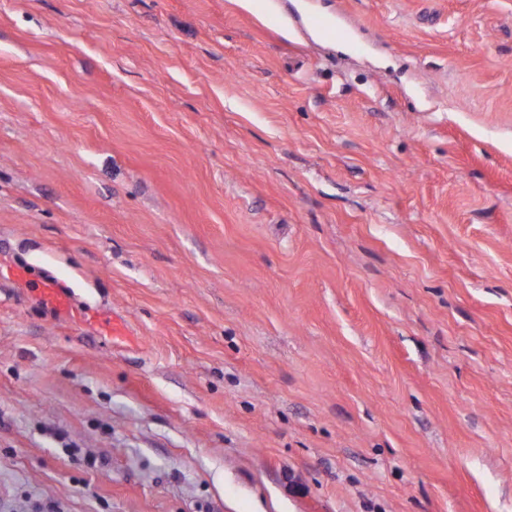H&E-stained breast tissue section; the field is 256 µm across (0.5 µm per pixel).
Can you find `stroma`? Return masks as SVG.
Returning <instances> with one entry per match:
<instances>
[{
    "mask_svg": "<svg viewBox=\"0 0 512 512\" xmlns=\"http://www.w3.org/2000/svg\"><path fill=\"white\" fill-rule=\"evenodd\" d=\"M0 512H512V0H0ZM309 28L321 38L330 41H348L349 33L336 19H326L315 14H306ZM31 288L55 316L77 323H87L91 320L87 312L75 308L70 292L57 280L36 281Z\"/></svg>",
    "mask_w": 512,
    "mask_h": 512,
    "instance_id": "1",
    "label": "stroma"
}]
</instances>
